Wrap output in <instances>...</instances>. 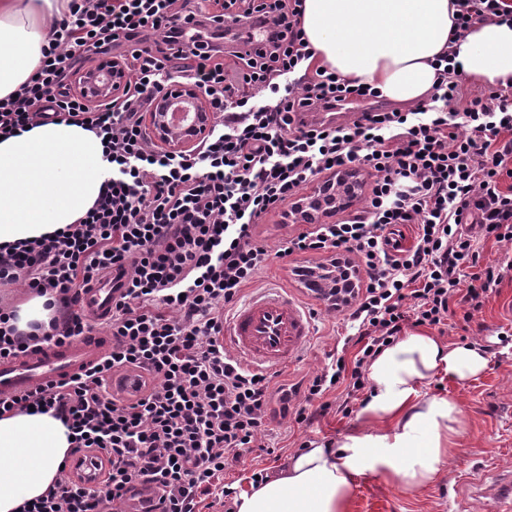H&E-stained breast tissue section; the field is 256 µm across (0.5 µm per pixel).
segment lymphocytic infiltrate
<instances>
[{"label":"lymphocytic infiltrate","instance_id":"lymphocytic-infiltrate-1","mask_svg":"<svg viewBox=\"0 0 512 512\" xmlns=\"http://www.w3.org/2000/svg\"><path fill=\"white\" fill-rule=\"evenodd\" d=\"M301 17L302 0H223L218 13L200 0H71L40 68L0 99V134L70 119L105 140L112 166L78 223L0 248V289L23 285L54 309L48 325L22 333L0 296V362L93 333L82 292L108 270L123 278L105 323L111 353L69 381L0 399V416L50 413L73 439L54 483L21 512H119L142 486L157 512H200L274 418L272 376L219 342L225 311L273 257L330 253L327 307L356 330L353 361L337 355L302 402L282 406L299 424L335 389L350 415L367 366L405 326L447 325L457 299L471 320L512 271L511 261L481 263L485 243L512 242V86L467 92L448 53L423 102L382 109L371 85L312 66ZM497 19L512 21L507 0H456L458 32ZM89 52L124 64L120 103L93 107L68 87ZM182 81L203 91L215 124L197 153L168 154L143 118ZM348 102L372 108L337 124L300 119ZM360 171L361 210L289 236L274 254L257 242L263 219L297 206L314 178ZM398 224L415 227L404 249L388 238ZM126 369L148 377L134 401L107 389ZM81 457L100 460L98 481L76 476Z\"/></svg>","mask_w":512,"mask_h":512}]
</instances>
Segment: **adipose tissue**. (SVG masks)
<instances>
[{
	"label": "adipose tissue",
	"mask_w": 512,
	"mask_h": 512,
	"mask_svg": "<svg viewBox=\"0 0 512 512\" xmlns=\"http://www.w3.org/2000/svg\"><path fill=\"white\" fill-rule=\"evenodd\" d=\"M70 0H0V98L38 70ZM454 0H303L301 27L318 65L410 106L426 98L436 57L455 50L468 79L512 84V21L475 24L453 38ZM104 147L68 120L0 139V247L77 223L106 179ZM488 363L478 345L411 333L367 367L372 393L340 440L290 455L277 475L233 500L235 512H347L357 478L381 476L407 494L437 480L467 423L459 402L431 395L438 375L464 381ZM71 448L47 414L0 417V512H17L56 479Z\"/></svg>",
	"instance_id": "obj_1"
}]
</instances>
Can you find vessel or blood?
Returning a JSON list of instances; mask_svg holds the SVG:
<instances>
[{
	"label": "vessel or blood",
	"mask_w": 512,
	"mask_h": 512,
	"mask_svg": "<svg viewBox=\"0 0 512 512\" xmlns=\"http://www.w3.org/2000/svg\"><path fill=\"white\" fill-rule=\"evenodd\" d=\"M120 284L117 272H108L82 295L81 305L92 318L103 321L112 313V292ZM313 334V323L303 304L278 286L253 293L224 324L225 348L248 365L275 370L301 357ZM112 349L111 336L94 333L61 347H48L0 362V398H10L65 380L94 365ZM144 373L133 370L111 382L126 398L140 396Z\"/></svg>",
	"instance_id": "b4317fda"
}]
</instances>
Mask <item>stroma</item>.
I'll use <instances>...</instances> for the list:
<instances>
[{
	"label": "stroma",
	"instance_id": "1",
	"mask_svg": "<svg viewBox=\"0 0 512 512\" xmlns=\"http://www.w3.org/2000/svg\"><path fill=\"white\" fill-rule=\"evenodd\" d=\"M320 261L317 255L274 260L259 272L254 285L263 288L274 283L301 292L305 283L294 275V266ZM304 301L315 311L314 334L298 361L276 371L274 377L276 385L291 392L326 367L340 338L350 331L344 315L328 310L323 300L308 295ZM463 313V308H456L441 339L451 345L484 346L488 364L484 372L465 382L437 376L424 385L426 392L457 399L468 421L441 480L408 496L379 476H363L353 490L348 512H498L500 496L512 487V272L470 321H463ZM357 423V415L346 417L332 408L300 425L272 422L263 439L271 454L230 468L224 481L236 490L246 489L254 470H277L301 442L338 438Z\"/></svg>",
	"mask_w": 512,
	"mask_h": 512
}]
</instances>
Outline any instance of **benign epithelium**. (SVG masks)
<instances>
[{"mask_svg": "<svg viewBox=\"0 0 512 512\" xmlns=\"http://www.w3.org/2000/svg\"><path fill=\"white\" fill-rule=\"evenodd\" d=\"M127 76L122 65L108 59L97 69L82 74L77 91L97 103L121 95ZM213 112L203 92L193 85H178L173 95H160L152 111L146 113L144 125L152 140L168 152H185L195 148L209 133Z\"/></svg>", "mask_w": 512, "mask_h": 512, "instance_id": "obj_1", "label": "benign epithelium"}]
</instances>
